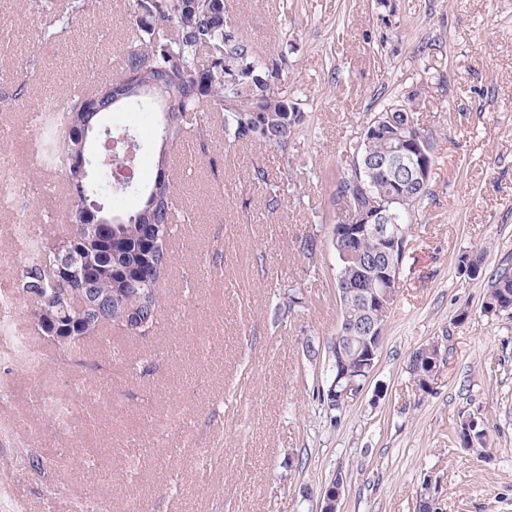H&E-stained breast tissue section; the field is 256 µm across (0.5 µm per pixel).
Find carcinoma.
Masks as SVG:
<instances>
[{"mask_svg": "<svg viewBox=\"0 0 512 512\" xmlns=\"http://www.w3.org/2000/svg\"><path fill=\"white\" fill-rule=\"evenodd\" d=\"M130 22L122 66L88 93L69 94L62 111L45 115L50 130L44 152L49 164L60 167L68 190L64 234L54 240L32 239L31 252L19 265L15 293L31 302L30 316L60 358L105 336L117 325L135 336L151 335L160 316L158 289L171 265L169 242L178 212L177 197L167 161L158 157L157 175L144 187L145 202L136 211L120 215L112 225V243L100 249L86 247L94 267L88 283L65 281L55 274L58 254L80 241L78 227L92 215L83 207L81 187L90 181L82 174L78 158L90 147L102 117L129 105H146L160 114V129H169L170 145L183 141L196 126V141L206 151L202 126L204 110L224 117V135L235 142L262 141L285 148L305 120L301 99L290 84L293 62L288 53L262 54L253 40L237 29L224 36L228 18L224 0H129ZM152 87L149 94L117 98L131 82ZM422 89L406 94L380 112L379 123L366 125L361 136L346 147L350 163L336 176L333 204L337 223L359 224L366 217L367 198L389 207L408 239L420 204L429 193L430 175L401 167L396 154L408 138L420 143L428 167L435 165L433 137L415 120L414 101ZM138 154L118 152L112 163L101 164L97 175L117 166L136 169ZM355 256L338 262L336 287L355 292L341 301L342 321L367 323L370 311L360 296L379 291L386 265L403 263L405 254L376 238L354 246ZM484 252L458 255L459 274L469 279L482 275ZM512 306V265L502 263L487 280L483 311L495 315ZM359 334L344 342V361L360 366ZM425 351H414L409 373L420 394L429 393ZM484 433L473 419L461 423L457 438L464 446L483 445Z\"/></svg>", "mask_w": 512, "mask_h": 512, "instance_id": "cac0c4a2", "label": "carcinoma"}]
</instances>
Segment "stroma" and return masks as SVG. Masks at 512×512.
Here are the masks:
<instances>
[{"label":"stroma","instance_id":"stroma-1","mask_svg":"<svg viewBox=\"0 0 512 512\" xmlns=\"http://www.w3.org/2000/svg\"><path fill=\"white\" fill-rule=\"evenodd\" d=\"M228 4L265 55L289 49L306 121L280 149L225 141L221 114L208 113V152L171 167L189 220L171 239L154 335L116 327L64 364L28 307L14 309L45 355L39 370L21 367L0 340V512H317L338 473L340 512H417L427 477L443 512H512V315L482 308L488 275L512 262V0H392L389 12L377 0ZM51 20L0 0L1 173L21 188L0 208V291L25 257L18 226L57 233L65 207L60 171L29 160L40 136L29 115L119 69L128 0L88 5L63 40H43ZM23 81L25 96L11 98ZM416 86L435 141L430 190L377 368L338 415L323 399L340 321L331 193L345 143ZM157 122L133 106L104 118L135 130L143 184L156 175ZM475 249L485 264L471 280L457 257ZM292 289L302 304L290 311ZM441 336L446 361L418 395L409 356ZM46 393L70 407L66 422ZM473 415L486 447L457 438ZM34 453L51 476L31 469Z\"/></svg>","mask_w":512,"mask_h":512}]
</instances>
